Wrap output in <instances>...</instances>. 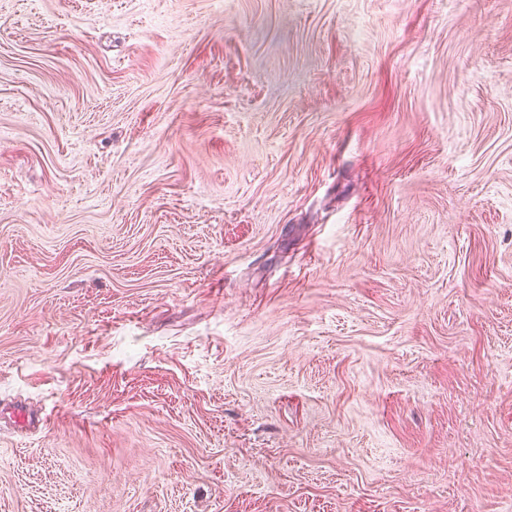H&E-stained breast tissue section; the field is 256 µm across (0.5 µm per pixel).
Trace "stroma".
Wrapping results in <instances>:
<instances>
[{
	"instance_id": "1",
	"label": "stroma",
	"mask_w": 512,
	"mask_h": 512,
	"mask_svg": "<svg viewBox=\"0 0 512 512\" xmlns=\"http://www.w3.org/2000/svg\"><path fill=\"white\" fill-rule=\"evenodd\" d=\"M0 512H512V0H0Z\"/></svg>"
}]
</instances>
